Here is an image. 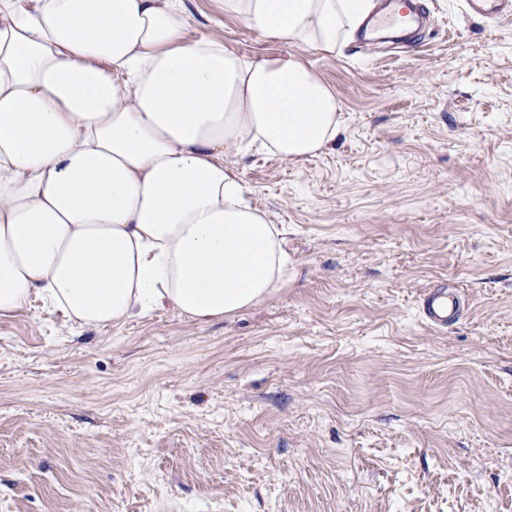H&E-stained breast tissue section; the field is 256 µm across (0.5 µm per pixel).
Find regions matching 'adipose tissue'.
Listing matches in <instances>:
<instances>
[{"label": "adipose tissue", "instance_id": "obj_1", "mask_svg": "<svg viewBox=\"0 0 512 512\" xmlns=\"http://www.w3.org/2000/svg\"><path fill=\"white\" fill-rule=\"evenodd\" d=\"M262 37L335 54L375 0H219ZM185 0H0V313L45 298L78 326L161 307L204 322L292 276L288 228L227 155L289 161L342 132L294 58L191 35Z\"/></svg>", "mask_w": 512, "mask_h": 512}]
</instances>
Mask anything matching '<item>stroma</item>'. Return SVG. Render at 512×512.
Returning <instances> with one entry per match:
<instances>
[{
  "label": "stroma",
  "mask_w": 512,
  "mask_h": 512,
  "mask_svg": "<svg viewBox=\"0 0 512 512\" xmlns=\"http://www.w3.org/2000/svg\"><path fill=\"white\" fill-rule=\"evenodd\" d=\"M426 4L400 51L327 56L189 0L342 107L318 156L228 159L294 276L204 323L0 314V512H512V22ZM442 281L464 309L437 331L418 304Z\"/></svg>",
  "instance_id": "stroma-1"
}]
</instances>
